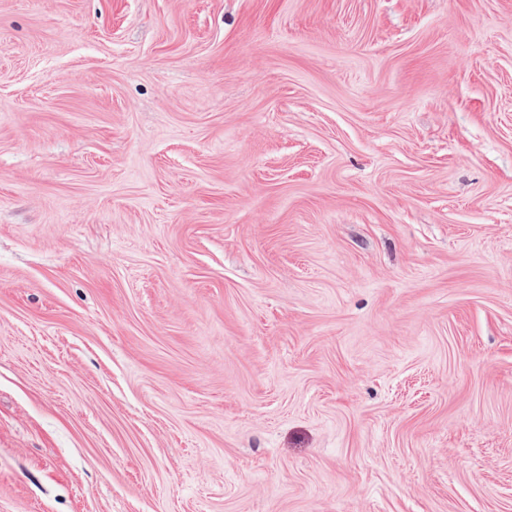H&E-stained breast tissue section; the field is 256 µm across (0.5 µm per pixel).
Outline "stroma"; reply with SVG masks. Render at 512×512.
Listing matches in <instances>:
<instances>
[{
	"label": "stroma",
	"mask_w": 512,
	"mask_h": 512,
	"mask_svg": "<svg viewBox=\"0 0 512 512\" xmlns=\"http://www.w3.org/2000/svg\"><path fill=\"white\" fill-rule=\"evenodd\" d=\"M0 512H512V0H0Z\"/></svg>",
	"instance_id": "35a3bbf8"
}]
</instances>
